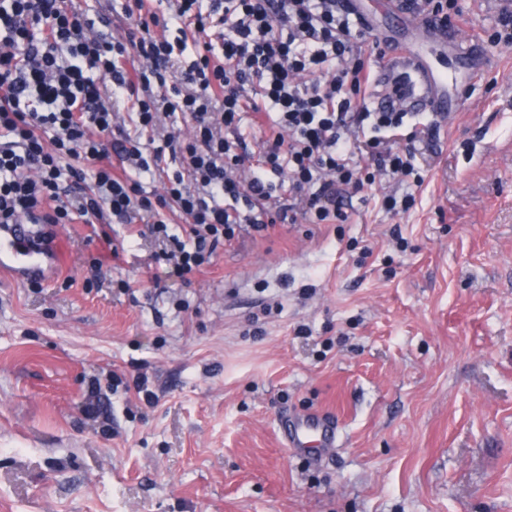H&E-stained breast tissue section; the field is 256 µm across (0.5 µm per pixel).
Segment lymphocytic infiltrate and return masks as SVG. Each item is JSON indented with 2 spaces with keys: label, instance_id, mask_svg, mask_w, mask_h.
Segmentation results:
<instances>
[{
  "label": "lymphocytic infiltrate",
  "instance_id": "lymphocytic-infiltrate-1",
  "mask_svg": "<svg viewBox=\"0 0 512 512\" xmlns=\"http://www.w3.org/2000/svg\"><path fill=\"white\" fill-rule=\"evenodd\" d=\"M167 4L123 0L125 34L108 41L73 0H0V226L145 222L182 279L241 226L343 222L345 198L377 177L421 184L396 145L402 129L415 140L412 115L355 109L370 72L341 0ZM249 110L275 127L251 146ZM149 172L163 177L153 199L136 180Z\"/></svg>",
  "mask_w": 512,
  "mask_h": 512
}]
</instances>
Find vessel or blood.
<instances>
[{
    "label": "vessel or blood",
    "mask_w": 512,
    "mask_h": 512,
    "mask_svg": "<svg viewBox=\"0 0 512 512\" xmlns=\"http://www.w3.org/2000/svg\"><path fill=\"white\" fill-rule=\"evenodd\" d=\"M359 28L378 36L382 62L371 80L372 92L381 108L397 112H418L449 117L461 111L466 102L465 83L447 73L435 70L425 59L419 43L384 34L375 16L362 0H343ZM390 13L402 26L422 34L428 41L447 43L459 57L478 53L477 44L450 35L443 24L423 19L405 10L402 0H391ZM44 256L33 244V233L27 225L0 227V271L39 273ZM279 429L286 448L296 456L323 460L338 446L340 424L324 411H303L284 415Z\"/></svg>",
    "instance_id": "b4317fda"
}]
</instances>
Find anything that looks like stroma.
Returning a JSON list of instances; mask_svg holds the SVG:
<instances>
[{
  "label": "stroma",
  "instance_id": "stroma-1",
  "mask_svg": "<svg viewBox=\"0 0 512 512\" xmlns=\"http://www.w3.org/2000/svg\"><path fill=\"white\" fill-rule=\"evenodd\" d=\"M459 6L488 74L419 118L408 211L368 190L185 282L137 226L73 224L0 274V512H512V43ZM299 410L341 425L325 464L282 444Z\"/></svg>",
  "mask_w": 512,
  "mask_h": 512
}]
</instances>
